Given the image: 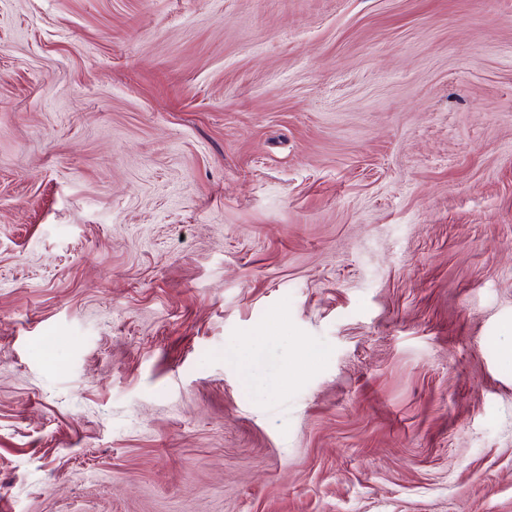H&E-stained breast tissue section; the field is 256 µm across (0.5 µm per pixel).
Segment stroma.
<instances>
[{"mask_svg":"<svg viewBox=\"0 0 512 512\" xmlns=\"http://www.w3.org/2000/svg\"><path fill=\"white\" fill-rule=\"evenodd\" d=\"M0 512H512V0H0Z\"/></svg>","mask_w":512,"mask_h":512,"instance_id":"stroma-1","label":"stroma"}]
</instances>
